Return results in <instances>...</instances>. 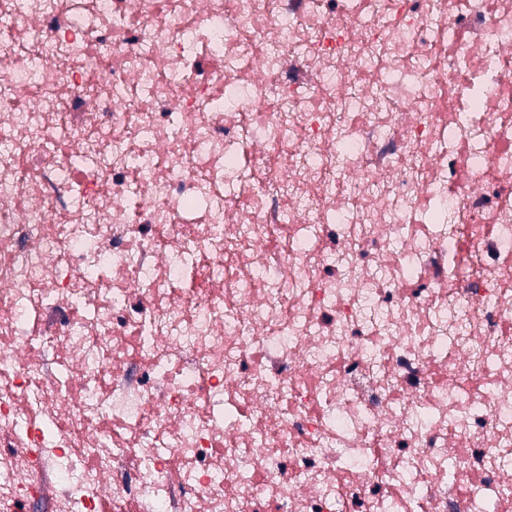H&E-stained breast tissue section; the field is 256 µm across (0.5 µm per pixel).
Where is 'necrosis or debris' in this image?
<instances>
[{
  "mask_svg": "<svg viewBox=\"0 0 512 512\" xmlns=\"http://www.w3.org/2000/svg\"><path fill=\"white\" fill-rule=\"evenodd\" d=\"M0 512H512V0H0Z\"/></svg>",
  "mask_w": 512,
  "mask_h": 512,
  "instance_id": "4bbe7bcc",
  "label": "necrosis or debris"
}]
</instances>
